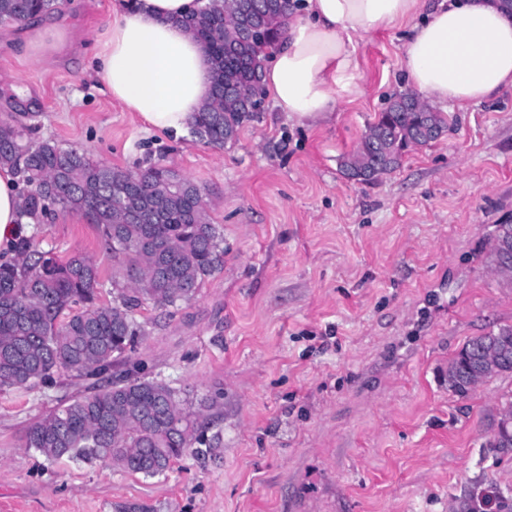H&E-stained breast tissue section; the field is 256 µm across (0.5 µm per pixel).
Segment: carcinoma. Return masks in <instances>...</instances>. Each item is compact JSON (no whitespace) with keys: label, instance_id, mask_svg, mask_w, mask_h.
Listing matches in <instances>:
<instances>
[{"label":"carcinoma","instance_id":"cac0c4a2","mask_svg":"<svg viewBox=\"0 0 512 512\" xmlns=\"http://www.w3.org/2000/svg\"><path fill=\"white\" fill-rule=\"evenodd\" d=\"M62 0H0V23H24L51 14ZM290 0H206L184 26L207 47L212 102L190 123L194 140L224 147L260 121L266 50L284 36ZM450 130L448 118L414 92L396 95L343 157L345 175L370 182L401 164L410 146H428ZM25 129L0 124V165L25 186L23 214L33 220L55 210L95 224L104 246L126 259L112 279L118 302L99 306L93 261L74 253L59 261L28 243L0 263V387L23 389L64 369L82 379L107 377L91 395L77 396L36 421L26 447L48 460L109 461L156 476L201 443L197 415L176 390L121 369L140 332L133 310L149 300L160 307L191 300L205 277L223 263V238L209 220L205 188L163 164L131 171L96 163L54 141L24 142ZM494 269L511 274L512 223L497 224L489 243ZM81 310L65 314L72 305ZM512 374V325L469 339L448 362V389L468 396L484 379ZM487 447L512 452V400L499 408ZM477 485L455 497L461 512H486Z\"/></svg>","mask_w":512,"mask_h":512}]
</instances>
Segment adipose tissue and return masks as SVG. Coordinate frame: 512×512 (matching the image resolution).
Wrapping results in <instances>:
<instances>
[{
	"instance_id": "1",
	"label": "adipose tissue",
	"mask_w": 512,
	"mask_h": 512,
	"mask_svg": "<svg viewBox=\"0 0 512 512\" xmlns=\"http://www.w3.org/2000/svg\"><path fill=\"white\" fill-rule=\"evenodd\" d=\"M196 0H115L97 53V74L113 100L152 128L184 132L212 97L203 44L182 26ZM411 27L402 47L407 84L428 102L469 106L512 91V14L502 0H302L263 82L288 118L315 122L361 92L354 35ZM17 175L0 166V253L29 234Z\"/></svg>"
}]
</instances>
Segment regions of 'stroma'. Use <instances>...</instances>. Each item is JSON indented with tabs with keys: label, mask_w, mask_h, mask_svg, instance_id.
Instances as JSON below:
<instances>
[{
	"label": "stroma",
	"mask_w": 512,
	"mask_h": 512,
	"mask_svg": "<svg viewBox=\"0 0 512 512\" xmlns=\"http://www.w3.org/2000/svg\"><path fill=\"white\" fill-rule=\"evenodd\" d=\"M112 3L64 0L0 24V122L121 169L162 159L205 187L224 263L192 300L136 307L125 358L178 391L214 450L156 477L46 459L26 448L29 427L92 386L59 371L0 389V512H448L478 481L512 489V453L487 446L512 376L464 398L444 380L467 340L512 325V279L488 258L496 224L512 221V92L448 111L450 132L358 183L340 161L406 89L404 29L354 36L362 94L328 119L298 123L268 100L215 148L112 100L95 62ZM43 25L67 32L62 49L30 47ZM28 240L89 256L97 304L115 302L122 262L96 225L58 211Z\"/></svg>",
	"instance_id": "obj_1"
}]
</instances>
